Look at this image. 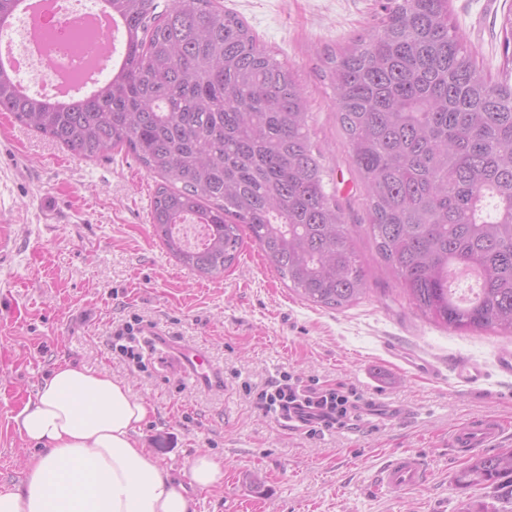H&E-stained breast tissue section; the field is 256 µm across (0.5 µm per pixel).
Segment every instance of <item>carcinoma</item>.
Segmentation results:
<instances>
[{
	"mask_svg": "<svg viewBox=\"0 0 512 512\" xmlns=\"http://www.w3.org/2000/svg\"><path fill=\"white\" fill-rule=\"evenodd\" d=\"M103 2L124 24V62L64 102L0 66V112L84 159L132 153L161 178L151 224L185 268L223 274L245 229L303 300H359L365 272L292 68L216 0ZM324 66L370 233L401 289L448 328L512 333V68L496 80L480 68L448 0H382L371 31ZM188 220L206 227L199 246L180 235ZM509 477L512 448H497L458 482Z\"/></svg>",
	"mask_w": 512,
	"mask_h": 512,
	"instance_id": "carcinoma-1",
	"label": "carcinoma"
}]
</instances>
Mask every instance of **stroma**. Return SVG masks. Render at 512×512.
I'll return each mask as SVG.
<instances>
[{"instance_id":"obj_1","label":"stroma","mask_w":512,"mask_h":512,"mask_svg":"<svg viewBox=\"0 0 512 512\" xmlns=\"http://www.w3.org/2000/svg\"><path fill=\"white\" fill-rule=\"evenodd\" d=\"M218 2L296 70L367 291L349 308L312 305L249 241L222 276L198 277L155 237L158 178L134 155L113 149L85 160L0 112V486L20 484L34 452L16 415L67 360L125 380L152 404L141 439L173 474L201 451L223 459V487L192 492V512H501L512 480L460 484L469 458L450 451L448 430L496 415L507 420L503 442L512 446V375L498 366L512 335L437 325L401 291L366 225L365 192L319 73L326 48L370 31L379 0ZM449 10L478 60L501 71L512 0H449ZM134 314L156 324L170 347L203 349L223 391L181 376L168 349L160 366L143 370L113 354V330ZM413 362L428 374L411 371ZM464 364L483 369L479 385L457 379ZM283 371L344 384L370 407L352 429L314 437L288 429L252 395ZM406 450L426 458L425 485L377 488L382 467Z\"/></svg>"}]
</instances>
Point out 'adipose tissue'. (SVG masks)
Returning a JSON list of instances; mask_svg holds the SVG:
<instances>
[{"mask_svg": "<svg viewBox=\"0 0 512 512\" xmlns=\"http://www.w3.org/2000/svg\"><path fill=\"white\" fill-rule=\"evenodd\" d=\"M152 412L125 381L56 364L15 418L37 451L0 512H191V490L222 486L224 463L201 452L173 476L139 438Z\"/></svg>", "mask_w": 512, "mask_h": 512, "instance_id": "ef3b65f1", "label": "adipose tissue"}]
</instances>
